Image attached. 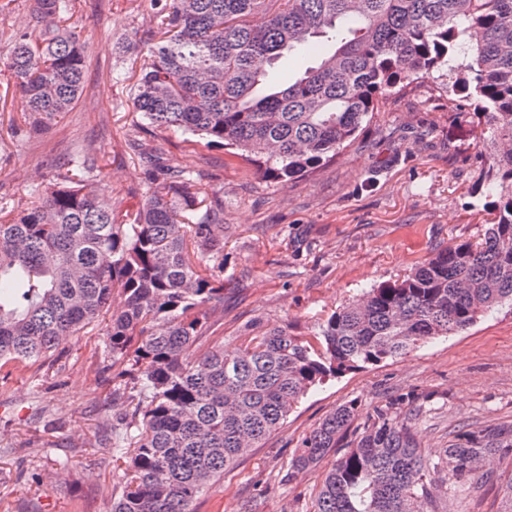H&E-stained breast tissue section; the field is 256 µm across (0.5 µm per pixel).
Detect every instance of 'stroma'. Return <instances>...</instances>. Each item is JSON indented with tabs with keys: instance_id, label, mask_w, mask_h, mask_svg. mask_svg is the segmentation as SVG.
Here are the masks:
<instances>
[{
	"instance_id": "stroma-1",
	"label": "stroma",
	"mask_w": 512,
	"mask_h": 512,
	"mask_svg": "<svg viewBox=\"0 0 512 512\" xmlns=\"http://www.w3.org/2000/svg\"><path fill=\"white\" fill-rule=\"evenodd\" d=\"M151 0H78L73 23L87 41L83 92L42 130L27 131L18 94L0 72V211L26 207L54 164L94 162L91 180L118 213L135 209L149 185L129 142L147 139L168 168L192 174L224 226L217 264L224 312L215 325L225 349L252 327L312 334L373 284L408 274L451 241L476 242L490 219V147L475 118L456 117L442 77L389 100L351 146L292 184L176 131L143 130L130 87L147 61L155 28ZM105 325L89 326L61 352L0 379V512H108L123 472L101 435L119 418L114 389H130L101 357ZM363 417L391 407L420 448L439 455L463 431L512 424V309L431 340L401 357L343 373L312 389L283 426L204 495L199 512H313L326 456L289 475L302 438L336 407ZM512 455L495 460L477 487L439 484L437 512H504Z\"/></svg>"
}]
</instances>
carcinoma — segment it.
Segmentation results:
<instances>
[{
	"mask_svg": "<svg viewBox=\"0 0 512 512\" xmlns=\"http://www.w3.org/2000/svg\"><path fill=\"white\" fill-rule=\"evenodd\" d=\"M150 63L133 84L146 127L180 130L288 182L350 145L384 101L444 69L456 72L448 108L473 107L493 145L512 143V0H155ZM77 0H30L39 30L8 34L0 57L36 126L70 111L83 88L86 43L67 24ZM320 38L315 66L269 86L281 55ZM469 61L449 66L459 53ZM131 148L153 174L136 209L117 222L90 183L91 166L55 167L39 202L0 218V369L42 362L102 317L112 292L125 306L106 324L103 354L137 374L129 411L106 444L124 484L110 512H198L206 489L283 424L311 389L474 325L512 306V151L486 171L496 191L479 242H452L401 280L369 289L312 336L252 331L232 350L210 339L224 279L210 262L224 225L149 143ZM358 415L330 412L292 459L305 470ZM353 447L325 472L314 512H429L437 478L476 485L477 463L512 452V428L458 435L433 458L389 409L368 415Z\"/></svg>",
	"mask_w": 512,
	"mask_h": 512,
	"instance_id": "carcinoma-1",
	"label": "carcinoma"
}]
</instances>
